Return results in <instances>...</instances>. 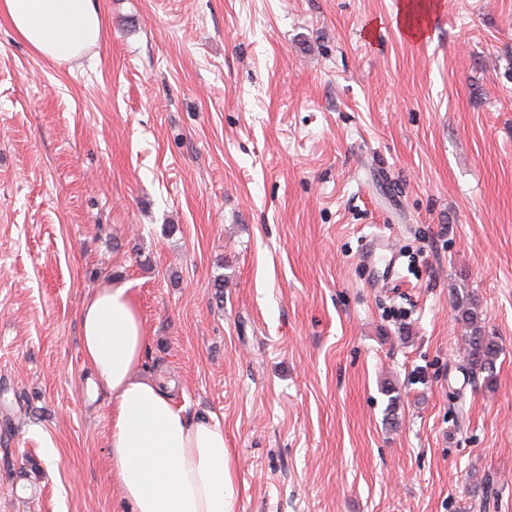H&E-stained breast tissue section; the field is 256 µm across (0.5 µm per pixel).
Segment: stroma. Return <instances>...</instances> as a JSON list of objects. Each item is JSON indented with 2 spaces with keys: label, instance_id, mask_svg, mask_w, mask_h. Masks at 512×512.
I'll list each match as a JSON object with an SVG mask.
<instances>
[{
  "label": "stroma",
  "instance_id": "1",
  "mask_svg": "<svg viewBox=\"0 0 512 512\" xmlns=\"http://www.w3.org/2000/svg\"><path fill=\"white\" fill-rule=\"evenodd\" d=\"M97 2L61 64L0 19V512H122L79 341L115 280L234 512H512V0L418 40L397 0ZM462 342L466 352V360L472 372L486 373L484 380L492 382L494 376V364L502 350L496 336H489L478 328L471 329L470 333H464Z\"/></svg>",
  "mask_w": 512,
  "mask_h": 512
}]
</instances>
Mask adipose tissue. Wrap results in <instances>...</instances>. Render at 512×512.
<instances>
[{
  "mask_svg": "<svg viewBox=\"0 0 512 512\" xmlns=\"http://www.w3.org/2000/svg\"><path fill=\"white\" fill-rule=\"evenodd\" d=\"M0 17L52 62L80 57L105 36L95 0H0ZM80 322L83 359L111 398L109 467L129 512H233L222 423L187 419L158 379L138 372L146 335L129 284L98 289Z\"/></svg>",
  "mask_w": 512,
  "mask_h": 512,
  "instance_id": "ef3b65f1",
  "label": "adipose tissue"
}]
</instances>
